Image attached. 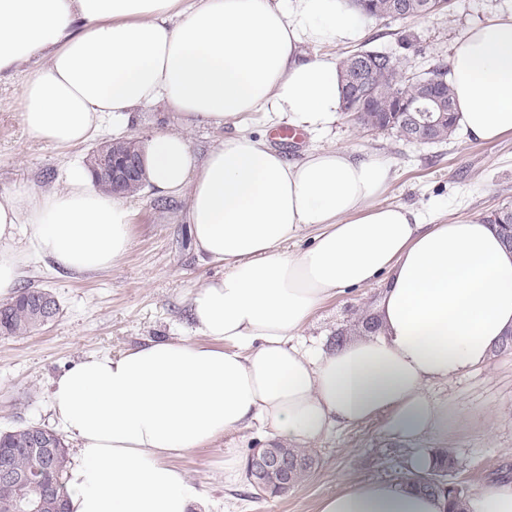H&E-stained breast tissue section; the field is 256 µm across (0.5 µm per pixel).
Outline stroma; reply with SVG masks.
I'll return each mask as SVG.
<instances>
[{
	"instance_id": "obj_1",
	"label": "stroma",
	"mask_w": 512,
	"mask_h": 512,
	"mask_svg": "<svg viewBox=\"0 0 512 512\" xmlns=\"http://www.w3.org/2000/svg\"><path fill=\"white\" fill-rule=\"evenodd\" d=\"M508 10L512 0H453L448 13L366 25L361 42L396 56L402 73L420 74L448 61L469 27ZM20 84L17 77L0 81V192L21 186L62 189L68 163L88 160L112 133L96 134L72 149L31 137L19 118ZM278 125L277 119L257 113L243 123L189 126L172 110L157 106L133 112L126 134L144 142L158 132H178L202 154L224 137L246 132L265 138ZM273 147L291 162L307 151L332 147L388 156L393 179L379 203L409 206L430 224L479 218L512 206V134L489 145L460 129L444 142L410 143L392 132H365L341 111L325 133L307 131L299 143L277 141ZM128 205L131 247L111 270L66 272L48 260L26 268L21 285L50 291L59 312L31 335H0L1 430L27 424L54 427L52 382L82 358L117 354L153 339L196 340L189 298L223 267L200 259L191 246L187 194L159 197L147 188L129 196ZM383 286L377 280L342 290L316 312L303 331L305 338L329 347L340 331L347 339L359 338L358 318L373 310ZM432 391L447 400L453 420L447 439L429 441L428 446L452 450L459 462L453 480L471 493L490 482L512 479V342L494 349L484 366ZM265 437L253 425L192 449L174 464L208 499L211 512H318L323 497L345 486L403 479L412 454L409 445L387 438L379 422L339 427L312 446L317 463L305 479L281 496L255 499L246 478L225 483L224 451L231 448L247 458Z\"/></svg>"
}]
</instances>
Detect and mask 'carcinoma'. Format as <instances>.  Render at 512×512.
Here are the masks:
<instances>
[{
  "label": "carcinoma",
  "mask_w": 512,
  "mask_h": 512,
  "mask_svg": "<svg viewBox=\"0 0 512 512\" xmlns=\"http://www.w3.org/2000/svg\"><path fill=\"white\" fill-rule=\"evenodd\" d=\"M441 0H350L351 6L367 21L398 18L395 5L403 3L408 16H426L447 11L440 6ZM363 54L371 63L364 76H359L352 59ZM343 83L362 81L374 93L372 101L377 111L369 116L376 121L379 130H394L397 135L409 140L419 141V129L407 119L402 105H414L422 101L428 90V84L435 83L439 94L446 98L450 112L441 122L429 128L428 136L434 142L451 138L457 128L454 100L451 88L450 69L445 63H437L421 75L407 77L400 72L399 61L393 55L369 49H357L341 60ZM481 220L502 226L503 242L512 249V208H501ZM37 289L24 287L5 300L0 301V335L28 336L58 313L59 307L48 309L39 307ZM272 451L287 453L298 461L291 470L288 486L281 489L253 492L254 497L279 496L302 481L316 464L314 457L303 449L280 448L272 444ZM439 459L437 467L431 472L414 479L413 487L428 494L440 495L448 501L449 512H464L463 501L466 490L458 483L445 479V476L458 469V461L447 448L435 450ZM8 461L16 473L40 472L41 475L64 489V473L68 466V450L64 439L57 432L37 424L0 431V460ZM21 489L0 483V512H15L13 504L20 497Z\"/></svg>",
  "instance_id": "cac0c4a2"
}]
</instances>
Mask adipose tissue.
<instances>
[{
  "label": "adipose tissue",
  "mask_w": 512,
  "mask_h": 512,
  "mask_svg": "<svg viewBox=\"0 0 512 512\" xmlns=\"http://www.w3.org/2000/svg\"><path fill=\"white\" fill-rule=\"evenodd\" d=\"M348 0H0V78L29 65L19 97L27 132L59 148L131 112L164 104L196 123L254 112L311 132L342 109L337 58L357 42ZM317 55H307V48ZM458 121L492 143L512 133V11L471 28L449 59ZM147 183L189 189L195 252L222 264L191 296L202 339L150 341L78 360L53 381L58 427L77 444L68 512H207L174 457L257 423L306 448L371 420L416 444L411 477L430 472L427 439L448 436L431 387L486 364L512 333V250L479 220L429 224L377 204L391 161L346 148L291 162L249 134L197 158L181 134L144 144ZM131 211L73 162L64 187L0 193V296L32 257L69 272L112 269L131 247ZM316 229L313 245L288 243ZM383 279L377 334L332 349L301 340L322 304ZM409 479L366 481L319 512H445Z\"/></svg>",
  "instance_id": "adipose-tissue-1"
}]
</instances>
